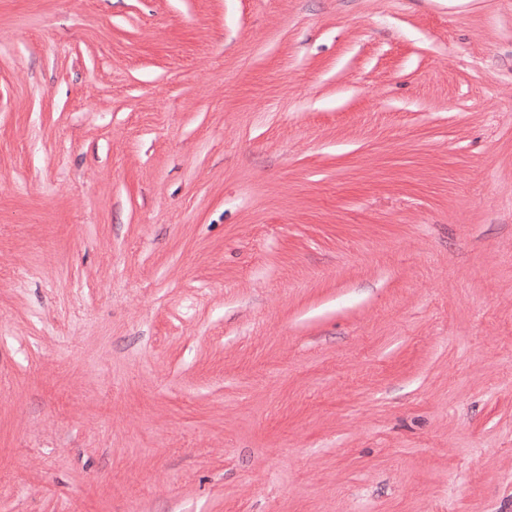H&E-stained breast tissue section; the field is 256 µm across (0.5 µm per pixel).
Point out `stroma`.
<instances>
[{
	"label": "stroma",
	"mask_w": 512,
	"mask_h": 512,
	"mask_svg": "<svg viewBox=\"0 0 512 512\" xmlns=\"http://www.w3.org/2000/svg\"><path fill=\"white\" fill-rule=\"evenodd\" d=\"M0 512H512V0H0Z\"/></svg>",
	"instance_id": "35a3bbf8"
}]
</instances>
